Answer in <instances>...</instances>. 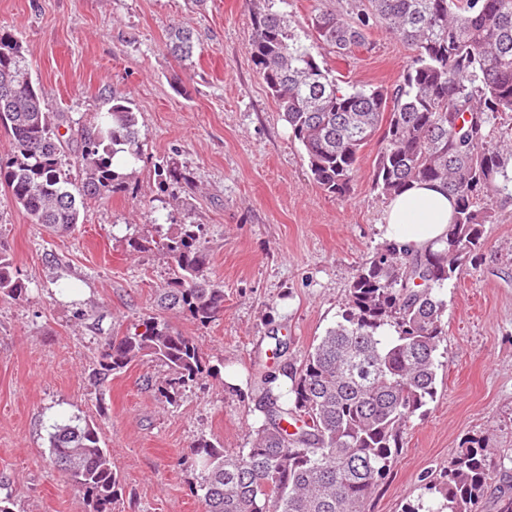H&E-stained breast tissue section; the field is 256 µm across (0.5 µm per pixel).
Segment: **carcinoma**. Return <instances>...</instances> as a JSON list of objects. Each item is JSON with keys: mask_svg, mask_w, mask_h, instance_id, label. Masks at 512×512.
<instances>
[{"mask_svg": "<svg viewBox=\"0 0 512 512\" xmlns=\"http://www.w3.org/2000/svg\"><path fill=\"white\" fill-rule=\"evenodd\" d=\"M378 29L413 51L391 84L345 88L312 53L316 44L343 60L370 45ZM310 34L307 45L284 16L252 13L253 63L303 147L311 178L346 198L362 149L378 136L379 195L391 198L414 181L438 182L454 197V219L438 251L386 246L358 266L340 319L286 371L291 399L266 392L250 448L231 455L207 440L193 445L203 512H365L412 418L436 393L437 350L447 330L435 288L458 275L462 261L481 248L484 226L496 223L487 199L512 198V134L496 136L493 126L498 113L512 112V0H336L334 8L315 10ZM197 48L183 28L166 44L181 61ZM5 85L10 94L0 97V128L11 152L0 159V185L31 223L69 233L87 199L126 188L113 159L141 158L137 113L112 92V106L81 129L67 161L60 128H69L68 115L46 108L22 45L0 31ZM155 173L163 182H191L168 164ZM160 246L172 277L160 289L159 308L209 325L224 309V290L204 275L202 225L184 224ZM26 289L0 251V297L18 299ZM143 357L167 368L157 391L169 402L218 373L192 337L157 313L102 346L95 381ZM49 443L50 462L92 512H115L120 480L96 424L79 416L56 422ZM494 479L484 445L468 438L440 477L426 483L436 502L425 512H477Z\"/></svg>", "mask_w": 512, "mask_h": 512, "instance_id": "carcinoma-1", "label": "carcinoma"}]
</instances>
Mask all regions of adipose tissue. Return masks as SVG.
Wrapping results in <instances>:
<instances>
[{
  "label": "adipose tissue",
  "instance_id": "1",
  "mask_svg": "<svg viewBox=\"0 0 512 512\" xmlns=\"http://www.w3.org/2000/svg\"><path fill=\"white\" fill-rule=\"evenodd\" d=\"M454 217V200L439 185L412 183L385 205L381 230L397 250L411 252L439 248Z\"/></svg>",
  "mask_w": 512,
  "mask_h": 512
}]
</instances>
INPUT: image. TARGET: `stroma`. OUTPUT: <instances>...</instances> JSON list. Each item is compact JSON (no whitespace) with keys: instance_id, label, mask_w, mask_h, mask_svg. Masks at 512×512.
Masks as SVG:
<instances>
[{"instance_id":"stroma-1","label":"stroma","mask_w":512,"mask_h":512,"mask_svg":"<svg viewBox=\"0 0 512 512\" xmlns=\"http://www.w3.org/2000/svg\"><path fill=\"white\" fill-rule=\"evenodd\" d=\"M251 18L252 0H0V29L22 43L50 111L82 126L114 90L143 134L127 193L88 200L71 234L30 223L0 186V249L27 286L20 299L0 298V498L13 512H91L49 463L51 424L77 414L97 420L121 477L115 512H202L193 444L250 447L266 372L306 358L338 320L357 266L383 245L386 201L372 177L380 141L364 147L349 198L325 193L252 62ZM176 26L201 44L190 60L166 51ZM370 42L342 60L313 53L348 84L392 83L411 49L381 30ZM166 161L190 184H159ZM496 211L477 259L436 290L447 330L436 395L365 512L430 505L424 477L468 437L483 439L512 487V202ZM183 224L204 227L206 275L222 285L224 310L204 327L175 310L166 318L213 365L238 372L241 387L208 377L170 403L148 387L164 369L147 357L95 384L106 339L155 313L171 273L156 243Z\"/></svg>"}]
</instances>
